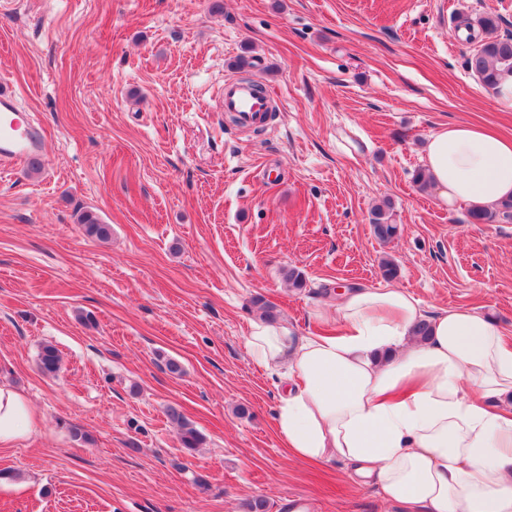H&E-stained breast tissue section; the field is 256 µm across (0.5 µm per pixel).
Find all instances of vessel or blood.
Wrapping results in <instances>:
<instances>
[{
    "label": "vessel or blood",
    "instance_id": "obj_1",
    "mask_svg": "<svg viewBox=\"0 0 512 512\" xmlns=\"http://www.w3.org/2000/svg\"><path fill=\"white\" fill-rule=\"evenodd\" d=\"M266 96L245 82H224V109L234 114L241 126L257 125L267 110ZM43 132L26 113L15 94L0 93V162L22 164L42 150Z\"/></svg>",
    "mask_w": 512,
    "mask_h": 512
}]
</instances>
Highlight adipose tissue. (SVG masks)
Wrapping results in <instances>:
<instances>
[{"mask_svg": "<svg viewBox=\"0 0 512 512\" xmlns=\"http://www.w3.org/2000/svg\"><path fill=\"white\" fill-rule=\"evenodd\" d=\"M448 205L512 198V139L466 122L425 144ZM336 334L251 322L245 347L277 377V431L291 457L339 460L390 502L428 512H512V342L468 307L427 312L400 288H353ZM429 325L425 338L413 326ZM33 427L28 401L0 385V446Z\"/></svg>", "mask_w": 512, "mask_h": 512, "instance_id": "obj_1", "label": "adipose tissue"}]
</instances>
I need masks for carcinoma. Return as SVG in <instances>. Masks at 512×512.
Listing matches in <instances>:
<instances>
[{
  "mask_svg": "<svg viewBox=\"0 0 512 512\" xmlns=\"http://www.w3.org/2000/svg\"><path fill=\"white\" fill-rule=\"evenodd\" d=\"M499 20L495 15L488 14L478 21L480 32L470 31L467 42L473 49L466 56V68L481 84L488 89H495L499 71H512V35L498 36ZM394 207L390 199L384 198L371 211L370 224L376 239L381 243L393 240L399 231L398 224L393 219ZM473 224H491L498 220L512 219V200L499 202L495 209L472 210L469 213ZM77 223L83 225L85 233L90 237L104 240L110 235V225L100 222L98 217L83 211L77 217ZM39 365L42 371L54 373L58 369L59 355L51 345H45L39 355ZM170 420L179 427L178 440L181 448L191 452L200 447L202 435L190 424L184 415L175 407L167 409Z\"/></svg>",
  "mask_w": 512,
  "mask_h": 512,
  "instance_id": "carcinoma-1",
  "label": "carcinoma"
}]
</instances>
